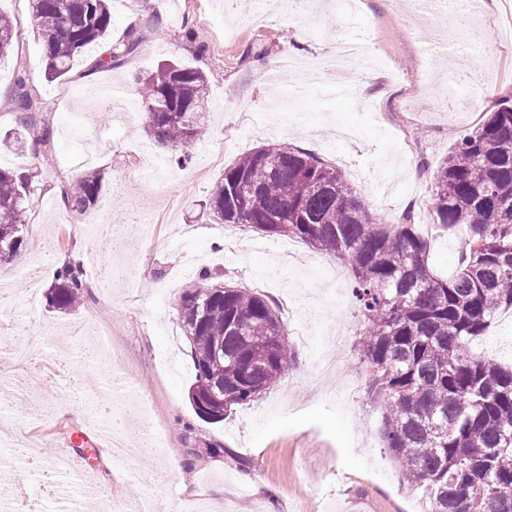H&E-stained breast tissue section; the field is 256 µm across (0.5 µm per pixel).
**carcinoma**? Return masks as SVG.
Returning a JSON list of instances; mask_svg holds the SVG:
<instances>
[{
	"label": "carcinoma",
	"mask_w": 512,
	"mask_h": 512,
	"mask_svg": "<svg viewBox=\"0 0 512 512\" xmlns=\"http://www.w3.org/2000/svg\"><path fill=\"white\" fill-rule=\"evenodd\" d=\"M29 2L51 81L68 74L112 24L108 0ZM14 38L12 19L0 12V59ZM141 43L129 32L94 67L122 65ZM137 81L157 144L202 140L207 74L172 62ZM14 97L21 127L49 142V129L29 116L34 104L22 76ZM44 174L39 164L22 173L0 168V264L22 247L29 188ZM101 187L100 173L90 169L76 191L62 194L82 213L96 206ZM208 205L218 224L297 238L346 264L366 323L361 356L370 371L368 395L380 403V445L403 482L423 492L426 512H512V365L471 349L501 311L512 309V103L463 134L434 177V222L450 234L459 226L466 231L446 279L431 268L430 244L409 216L374 221L336 168L286 143L234 159ZM209 279L201 271L183 290L178 323L196 370L189 401L195 410L204 404L216 423L272 390L288 373L292 352L274 343L285 325L273 303ZM86 290L82 263L69 261L56 269L47 301L72 309Z\"/></svg>",
	"instance_id": "carcinoma-1"
}]
</instances>
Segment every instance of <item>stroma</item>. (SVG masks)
<instances>
[{"mask_svg":"<svg viewBox=\"0 0 512 512\" xmlns=\"http://www.w3.org/2000/svg\"><path fill=\"white\" fill-rule=\"evenodd\" d=\"M109 6L111 39L140 33L138 52L103 70L94 68L100 50L92 48L49 82L28 0H0L17 31L12 53L0 59V137L16 131L14 83L21 72L38 125L51 131L38 149L1 145L0 167L33 166L42 152L53 156L51 172L33 185L23 257L0 266V283L12 298L0 306V320L10 324L12 338L46 336L52 357L20 366L0 352V381L14 385L0 392V419L14 422L25 438L0 453V485L46 500L48 512H99L103 502L131 504L144 494L174 508L199 493L208 512H421V492L402 482L379 447L380 408L367 395L358 351L365 323L344 264L299 240L293 243L299 265L283 263L286 238L210 223L205 203L237 156L288 143L335 166L377 220L410 214L429 236L434 269L452 275L459 238L433 228L430 209L415 208L413 199L430 194L455 140L500 100L512 99V68L500 67L496 8L486 6L476 21L482 53L461 66L422 37L446 28L451 10L427 18L398 0H361L377 55L362 71L334 56L330 6L304 15L285 8L262 27L237 19L234 0H110ZM171 60L211 77L207 132L183 164L146 133L134 80ZM268 64L286 82L273 85L272 74L262 71ZM358 77L369 84L364 95L324 97L325 85ZM441 91L453 100L471 94L470 115L434 111ZM414 142L423 144L421 153L411 152ZM89 167L99 170L102 189L97 205L78 213L62 191L76 188ZM96 224L116 226L134 266L113 281L111 294L91 275L78 307H49L44 293L60 261L81 259L90 249L110 255L107 235L88 233ZM46 247L52 260L31 307L26 274ZM203 270L270 297L293 353L272 390L219 423L199 419L189 403L195 373L177 321L182 289ZM75 324L84 325V340L65 339ZM340 331L349 339L339 350L333 339ZM106 378L121 379L126 393L145 402L165 435L162 447L140 458L134 481L113 471L108 453L89 449L101 436L95 419L112 399ZM29 442L43 461L62 453L80 460V469L49 493L47 471L23 458ZM172 457L181 461L179 473L167 470Z\"/></svg>","mask_w":512,"mask_h":512,"instance_id":"1","label":"stroma"}]
</instances>
